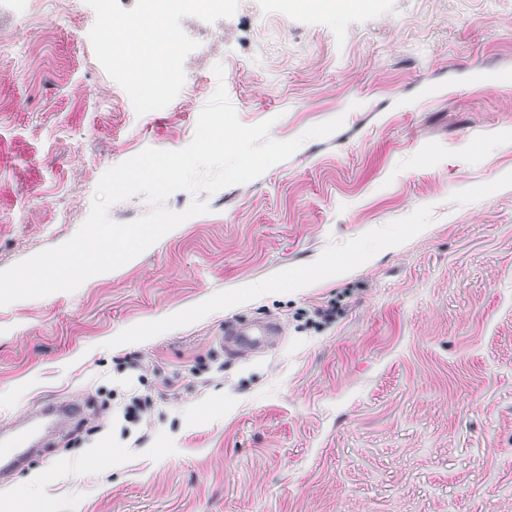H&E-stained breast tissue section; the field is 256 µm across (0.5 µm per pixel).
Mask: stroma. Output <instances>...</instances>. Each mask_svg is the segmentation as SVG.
Returning a JSON list of instances; mask_svg holds the SVG:
<instances>
[{"instance_id":"obj_1","label":"stroma","mask_w":512,"mask_h":512,"mask_svg":"<svg viewBox=\"0 0 512 512\" xmlns=\"http://www.w3.org/2000/svg\"><path fill=\"white\" fill-rule=\"evenodd\" d=\"M104 14L142 20L144 0H0V270L69 240L107 170L187 146L217 86L275 140L345 123L123 266L0 306V431L86 404L0 492L49 512H512V85L478 80L512 75V0L178 10L180 75L149 100ZM264 318L272 344L220 348L226 322ZM134 393L154 400L138 424ZM10 511L12 512H40L45 511L44 505L31 497L26 487H17L10 495Z\"/></svg>"}]
</instances>
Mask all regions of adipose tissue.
Instances as JSON below:
<instances>
[{
  "label": "adipose tissue",
  "mask_w": 512,
  "mask_h": 512,
  "mask_svg": "<svg viewBox=\"0 0 512 512\" xmlns=\"http://www.w3.org/2000/svg\"><path fill=\"white\" fill-rule=\"evenodd\" d=\"M177 4L193 8L201 6L202 0H150L145 22L116 23L112 26V33L123 48L124 59L129 69L142 86L144 98L152 97L157 83L165 73V66L159 61L151 68H142L140 47L148 41L165 48L171 46L177 34L169 24L167 16L171 8Z\"/></svg>",
  "instance_id": "obj_1"
}]
</instances>
